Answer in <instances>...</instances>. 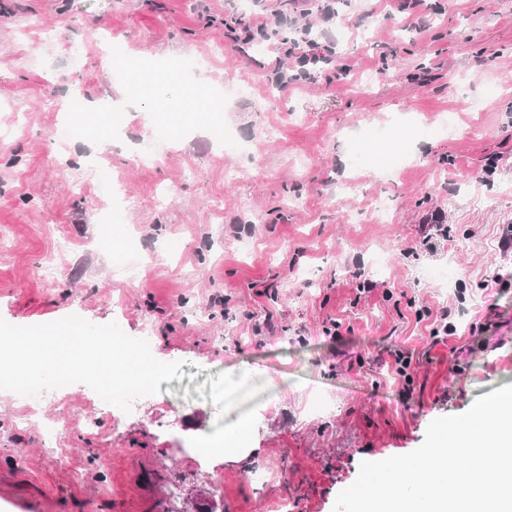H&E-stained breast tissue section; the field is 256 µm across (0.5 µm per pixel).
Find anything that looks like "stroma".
<instances>
[{
  "label": "stroma",
  "instance_id": "obj_1",
  "mask_svg": "<svg viewBox=\"0 0 512 512\" xmlns=\"http://www.w3.org/2000/svg\"><path fill=\"white\" fill-rule=\"evenodd\" d=\"M278 6L212 0L207 20L195 0H0V318L114 321L183 373L121 419L80 384L39 406L0 391V496L40 512H175L202 488L215 512H333L362 462L415 450L433 420L512 385V0H447L421 33L391 0H342L336 52L352 71L285 89L267 69L288 29L242 53L221 22ZM107 40L144 66L210 64L135 87L109 70ZM230 81L248 95L208 107ZM165 85L174 110L142 111ZM74 97L124 107L123 132L105 137L106 116L84 112L81 135L54 143ZM452 112V132L420 136ZM174 126L165 157L136 163L141 140ZM364 140L374 161L353 167ZM110 178L130 201L113 226ZM435 211L449 242L408 256ZM235 222L252 234L235 239ZM130 244L157 255L133 280L115 274ZM442 263L449 290L422 275ZM424 306L447 308V343L432 344ZM268 313L275 333L252 339L251 315ZM393 344L412 356L407 397L382 363ZM242 419L245 447L212 466L196 442Z\"/></svg>",
  "mask_w": 512,
  "mask_h": 512
}]
</instances>
